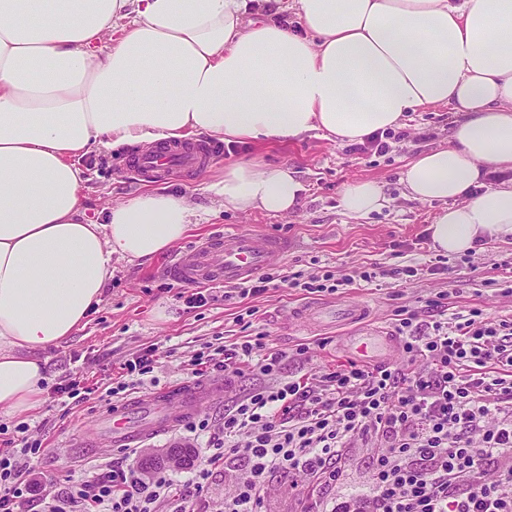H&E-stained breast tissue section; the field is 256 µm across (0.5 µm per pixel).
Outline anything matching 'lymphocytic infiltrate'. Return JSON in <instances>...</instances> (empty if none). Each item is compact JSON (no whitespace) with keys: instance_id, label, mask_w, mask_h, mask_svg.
Returning <instances> with one entry per match:
<instances>
[{"instance_id":"lymphocytic-infiltrate-1","label":"lymphocytic infiltrate","mask_w":512,"mask_h":512,"mask_svg":"<svg viewBox=\"0 0 512 512\" xmlns=\"http://www.w3.org/2000/svg\"><path fill=\"white\" fill-rule=\"evenodd\" d=\"M278 283L314 294L335 292L340 281L330 273L279 278L265 271L243 282L239 295L259 296ZM425 311L431 322L421 321ZM395 315L401 366L351 360L316 378L282 376V353L243 321V339L200 355L191 374L220 372L229 384L251 367L268 382L225 412L222 435L209 437L196 468L144 478L116 460L53 498L46 512H68L77 498L88 512H157L160 501H192L212 469L238 457L245 466L224 512H257L269 473L336 482L347 448L359 441L384 447L374 458L372 493L331 512H512V378L504 375L512 369V322L483 320L477 309L449 313L439 297L424 310L403 306ZM17 430L21 448L0 450V512H23L27 477L43 453L28 424Z\"/></svg>"}]
</instances>
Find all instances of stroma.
<instances>
[{"label": "stroma", "instance_id": "stroma-1", "mask_svg": "<svg viewBox=\"0 0 512 512\" xmlns=\"http://www.w3.org/2000/svg\"><path fill=\"white\" fill-rule=\"evenodd\" d=\"M456 112L436 107L411 113L397 137L388 141L386 152L338 144L312 132L291 143L265 141L256 145L225 147L222 164L256 155L265 163L292 167L303 183L299 208L288 215L261 211L239 213L221 209L219 199L206 186L212 168L194 173L173 172L162 182L127 168L132 149L93 151L81 160L87 180L81 189L86 215L97 220L100 211L141 191L162 185L184 194L203 217L187 235L156 258L114 263L101 304L88 323L60 347L49 353L50 387L44 390L35 410L0 416V446L16 439L20 423L30 426V436L43 442L45 455L35 471L38 487L28 494L26 512H43L53 496L66 491L70 482L111 468L117 453L106 438L96 447L79 445L80 432H96L104 400L118 378L120 366L145 348H156L159 362L145 383L129 387V394H144L154 388L186 381L199 353L207 346L239 341L242 327L237 317L254 309L253 331L265 332L273 350L283 352V375L321 374L326 366L346 361L340 346L348 326H322L296 319L294 309L311 302L312 296L297 288H272L258 297L225 298L215 289V301L198 309L185 299L193 287L171 280L165 266L172 256L201 239L237 230L265 231L284 237L288 251L273 264L276 273L304 276L353 277L350 286L322 293V300L360 301L367 307L369 327L394 332L398 307H423L439 294L448 297V310L455 313L481 309L484 320L497 323L512 319V239L488 240L474 251L443 256L434 249L429 225L440 209L408 197L401 182L406 164L419 153L447 144L458 121ZM358 179L376 181L387 203L380 211L355 219L340 207L344 187ZM445 262L448 271L430 274L428 268ZM417 268L416 276L404 275L403 267ZM374 275L362 281V272ZM307 347L304 356L295 350ZM80 379L89 394L79 403L53 404L52 387ZM375 448L356 444L349 449L340 479L328 485L293 486L287 474H274L259 505L260 512H302L304 499L321 503L344 501L369 494Z\"/></svg>", "mask_w": 512, "mask_h": 512}]
</instances>
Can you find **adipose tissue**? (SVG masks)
<instances>
[{
    "label": "adipose tissue",
    "instance_id": "ef3b65f1",
    "mask_svg": "<svg viewBox=\"0 0 512 512\" xmlns=\"http://www.w3.org/2000/svg\"><path fill=\"white\" fill-rule=\"evenodd\" d=\"M282 2L0 0V411L39 405L48 352L87 324L114 261L154 258L196 221L184 195L151 189L88 222L91 149L312 131L354 143L447 106L460 118L407 165L408 194L442 203L429 226L442 253L512 236V184H484L512 171V0H296L300 34ZM209 189L224 209L285 215L304 186L253 158ZM384 202L369 179L340 199L355 217Z\"/></svg>",
    "mask_w": 512,
    "mask_h": 512
}]
</instances>
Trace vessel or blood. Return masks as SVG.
<instances>
[{
    "label": "vessel or blood",
    "mask_w": 512,
    "mask_h": 512,
    "mask_svg": "<svg viewBox=\"0 0 512 512\" xmlns=\"http://www.w3.org/2000/svg\"><path fill=\"white\" fill-rule=\"evenodd\" d=\"M221 154V149L213 144L174 141L135 154L128 163L138 173L162 176L173 169L197 171ZM287 250L288 243L284 239L240 230L214 236L195 246L173 263L170 273L178 282L230 285L263 271ZM364 314L363 306L344 303L302 312L304 318L325 323H353ZM345 342L350 351L364 360H384L392 352L389 337L370 331L346 337ZM223 394V382L188 381L158 389L145 397L112 404L102 414L106 436L112 447H134L220 402Z\"/></svg>",
    "instance_id": "vessel-or-blood-1"
}]
</instances>
